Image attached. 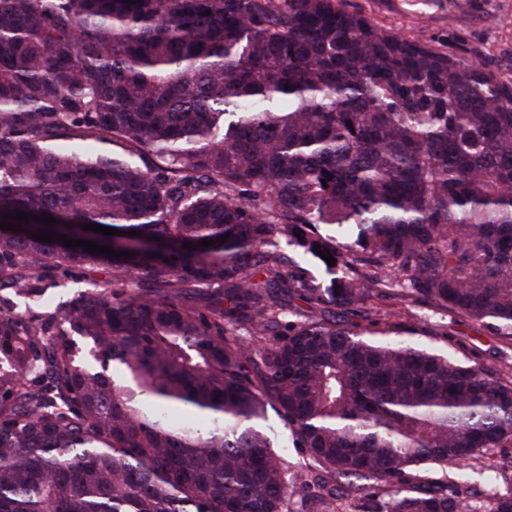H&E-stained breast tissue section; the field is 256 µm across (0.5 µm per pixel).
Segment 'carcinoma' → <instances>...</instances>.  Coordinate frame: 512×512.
I'll return each mask as SVG.
<instances>
[{
  "instance_id": "carcinoma-1",
  "label": "carcinoma",
  "mask_w": 512,
  "mask_h": 512,
  "mask_svg": "<svg viewBox=\"0 0 512 512\" xmlns=\"http://www.w3.org/2000/svg\"><path fill=\"white\" fill-rule=\"evenodd\" d=\"M15 211L57 222L0 229V284L110 278L27 318L0 298V512H335L340 481L357 512H512L420 483L512 447V381L389 322L512 339V79L339 0H0ZM281 252L284 254L283 256L287 259L289 258L290 261L297 262L301 266L305 267L311 275L316 277L318 280L324 281L325 284L329 283L331 276H328L325 273L323 264L317 259L311 256L303 257L292 247H288L285 244L281 245Z\"/></svg>"
}]
</instances>
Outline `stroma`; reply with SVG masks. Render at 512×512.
<instances>
[{
    "label": "stroma",
    "instance_id": "stroma-1",
    "mask_svg": "<svg viewBox=\"0 0 512 512\" xmlns=\"http://www.w3.org/2000/svg\"><path fill=\"white\" fill-rule=\"evenodd\" d=\"M346 4L384 31L448 47L464 58L483 62L498 77H512V0H346ZM108 277L104 269L75 277L52 272L47 301L15 295L6 287L0 289V296L11 300L14 313L24 316L76 298ZM399 322L400 336L407 341L464 362L496 369L512 366L511 339L490 334L447 311L421 305L401 315ZM503 460H512V447L491 449L480 463L468 464L466 473L478 502H487L495 494H512V471L496 468Z\"/></svg>",
    "mask_w": 512,
    "mask_h": 512
}]
</instances>
